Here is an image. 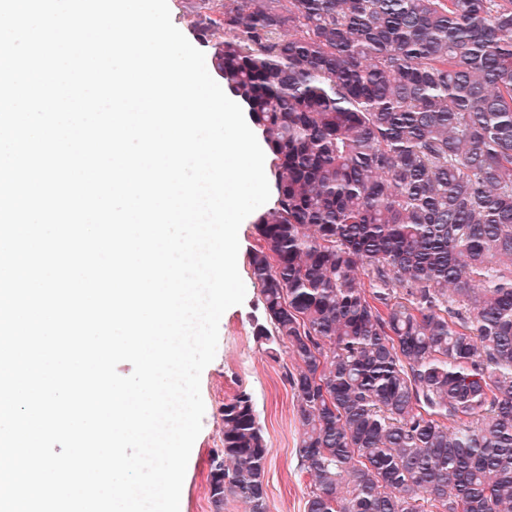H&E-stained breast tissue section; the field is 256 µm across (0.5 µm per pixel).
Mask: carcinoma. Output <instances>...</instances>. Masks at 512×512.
Listing matches in <instances>:
<instances>
[{
    "label": "carcinoma",
    "instance_id": "cac0c4a2",
    "mask_svg": "<svg viewBox=\"0 0 512 512\" xmlns=\"http://www.w3.org/2000/svg\"><path fill=\"white\" fill-rule=\"evenodd\" d=\"M273 206L247 255L306 512H512V0H199ZM209 500L268 512L252 396Z\"/></svg>",
    "mask_w": 512,
    "mask_h": 512
}]
</instances>
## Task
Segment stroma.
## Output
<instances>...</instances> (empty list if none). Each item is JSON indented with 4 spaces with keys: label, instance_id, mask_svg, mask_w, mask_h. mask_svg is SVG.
<instances>
[{
    "label": "stroma",
    "instance_id": "stroma-1",
    "mask_svg": "<svg viewBox=\"0 0 512 512\" xmlns=\"http://www.w3.org/2000/svg\"><path fill=\"white\" fill-rule=\"evenodd\" d=\"M237 260L245 277L242 304L229 308L219 322V342L214 360L201 375L205 414L195 440L182 486L180 512H212L208 497L210 461L221 445L220 409L239 391L249 392L259 413L268 446L269 512H305L311 478L302 471L295 456L297 422L293 396L285 378L292 360L283 351H268L255 334L262 319L259 289L248 280L245 256L256 242L254 225L239 228Z\"/></svg>",
    "mask_w": 512,
    "mask_h": 512
}]
</instances>
